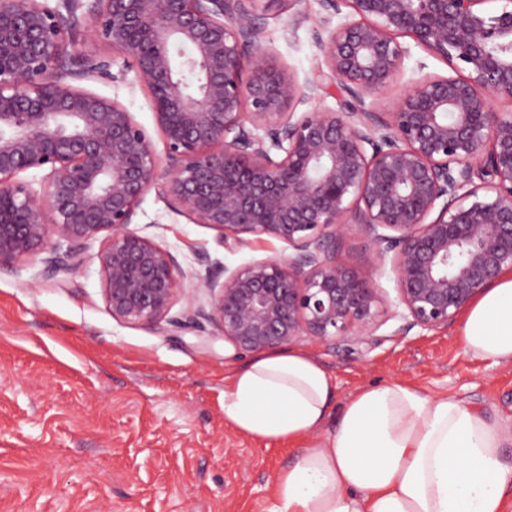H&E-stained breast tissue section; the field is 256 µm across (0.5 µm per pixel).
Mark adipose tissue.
<instances>
[{"label": "adipose tissue", "mask_w": 512, "mask_h": 512, "mask_svg": "<svg viewBox=\"0 0 512 512\" xmlns=\"http://www.w3.org/2000/svg\"><path fill=\"white\" fill-rule=\"evenodd\" d=\"M465 352L512 362V271L463 317ZM321 362L296 348L255 355L224 387V417L262 443L298 444L271 512H512V424L391 381L336 404Z\"/></svg>", "instance_id": "adipose-tissue-1"}]
</instances>
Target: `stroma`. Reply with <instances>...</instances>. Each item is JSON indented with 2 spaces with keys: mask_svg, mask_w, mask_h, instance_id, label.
<instances>
[{
  "mask_svg": "<svg viewBox=\"0 0 512 512\" xmlns=\"http://www.w3.org/2000/svg\"><path fill=\"white\" fill-rule=\"evenodd\" d=\"M270 60L298 80L321 60L317 0H260ZM299 15L288 25L289 15ZM92 91L119 101L156 151L150 95L135 72ZM140 235L191 273L285 251L259 241L225 250L217 230L192 223L156 193L138 212ZM91 244L78 273H46L40 258L0 268V512H269L275 478L295 445L247 438L224 419V382L244 364L222 337L117 321L102 296ZM399 318L374 347L330 348L305 337L336 383L337 401L397 380L512 420V363L467 356L461 322L403 330Z\"/></svg>",
  "mask_w": 512,
  "mask_h": 512,
  "instance_id": "1",
  "label": "stroma"
}]
</instances>
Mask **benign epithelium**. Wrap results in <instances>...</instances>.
I'll return each instance as SVG.
<instances>
[{
    "mask_svg": "<svg viewBox=\"0 0 512 512\" xmlns=\"http://www.w3.org/2000/svg\"><path fill=\"white\" fill-rule=\"evenodd\" d=\"M257 2L0 0V266L76 272L97 241L112 318L157 332L204 319L239 355L305 336L371 348L396 317L452 324L512 268V108L494 107L512 104V0H317L348 12L316 30L323 64L302 83L270 64ZM80 31L112 55L77 50ZM405 37L452 74L404 88L391 112L366 107L395 83ZM130 70L162 157L124 105L79 86ZM328 81L344 104L302 109ZM28 170L47 171L42 191ZM151 191L226 248L291 252L188 277L132 228ZM353 226L372 238L369 273L340 255Z\"/></svg>",
    "mask_w": 512,
    "mask_h": 512,
    "instance_id": "7a95c632",
    "label": "benign epithelium"
}]
</instances>
